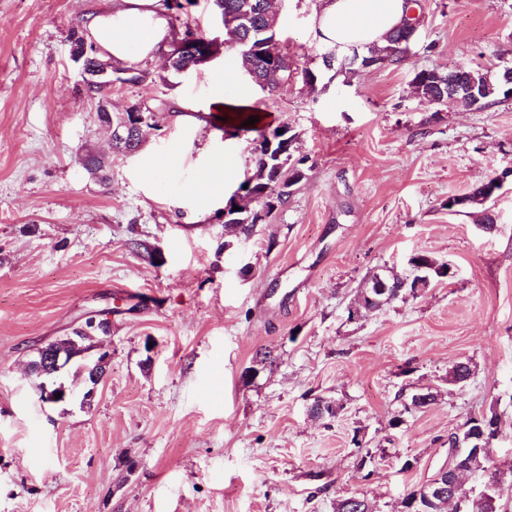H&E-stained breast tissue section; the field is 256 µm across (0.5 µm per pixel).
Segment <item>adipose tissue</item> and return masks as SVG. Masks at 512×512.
<instances>
[{"instance_id":"adipose-tissue-1","label":"adipose tissue","mask_w":512,"mask_h":512,"mask_svg":"<svg viewBox=\"0 0 512 512\" xmlns=\"http://www.w3.org/2000/svg\"><path fill=\"white\" fill-rule=\"evenodd\" d=\"M165 0H102L86 20L90 41L104 58L127 63L155 58L169 37ZM417 15L409 0H318L312 39L344 56L372 44Z\"/></svg>"}]
</instances>
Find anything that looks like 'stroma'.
I'll return each instance as SVG.
<instances>
[{
    "mask_svg": "<svg viewBox=\"0 0 512 512\" xmlns=\"http://www.w3.org/2000/svg\"><path fill=\"white\" fill-rule=\"evenodd\" d=\"M419 2L410 55L346 79L309 36L318 0H283L280 45L320 79L251 89L250 104L297 133L304 177L228 249L221 205L189 188L216 162L228 195L254 171V132L225 137L211 103L238 54L221 47L189 74L162 53L141 60L151 82L108 97L115 112L152 107V127L116 154L69 40L100 0H0V512H334L359 493L404 512L447 462L449 433L490 413L494 459L512 464V100L441 109L412 87L423 69L512 67V0ZM175 141L184 159H169ZM87 149L104 178L82 168ZM497 175L488 233L448 200ZM415 252L454 278L348 321L363 278ZM101 311L112 365L93 406L72 367L59 377L71 400L41 402L28 361ZM259 350L274 364L243 381ZM458 361L472 375L454 385ZM416 383L438 401L390 428ZM318 396L342 411L315 419Z\"/></svg>",
    "mask_w": 512,
    "mask_h": 512,
    "instance_id": "35a3bbf8",
    "label": "stroma"
}]
</instances>
